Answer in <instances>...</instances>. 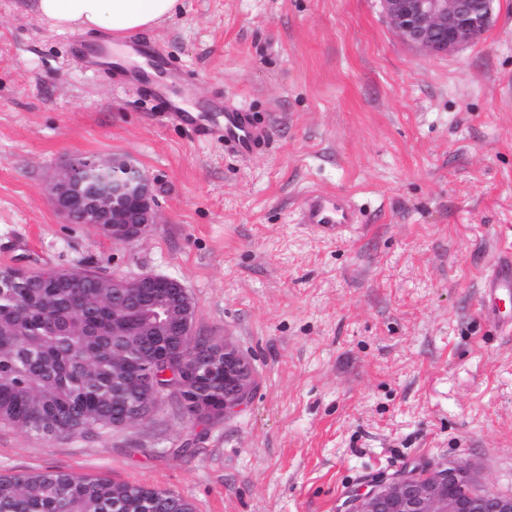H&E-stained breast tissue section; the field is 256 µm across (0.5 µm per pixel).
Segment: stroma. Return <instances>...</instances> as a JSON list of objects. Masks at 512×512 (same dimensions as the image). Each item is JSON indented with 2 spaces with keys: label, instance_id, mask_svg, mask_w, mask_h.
<instances>
[{
  "label": "stroma",
  "instance_id": "stroma-1",
  "mask_svg": "<svg viewBox=\"0 0 512 512\" xmlns=\"http://www.w3.org/2000/svg\"><path fill=\"white\" fill-rule=\"evenodd\" d=\"M496 12L430 58L379 0H180L144 36L181 73L170 93L271 125L243 160L79 64L82 32L51 29L38 0H0V269L176 278L196 335L231 338L256 379L205 427L171 397L97 435L0 424V474L104 476L195 512H340L351 490L436 463L512 494V331L479 308L512 254V0ZM127 154L154 181L157 224L116 244L65 223L47 195L60 164ZM313 190L346 195L357 224H301Z\"/></svg>",
  "mask_w": 512,
  "mask_h": 512
}]
</instances>
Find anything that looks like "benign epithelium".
I'll use <instances>...</instances> for the list:
<instances>
[{
    "label": "benign epithelium",
    "instance_id": "obj_1",
    "mask_svg": "<svg viewBox=\"0 0 512 512\" xmlns=\"http://www.w3.org/2000/svg\"><path fill=\"white\" fill-rule=\"evenodd\" d=\"M392 29L427 56L448 55L482 38L495 18L496 0H380ZM112 168V181L95 170ZM53 207L70 224L112 227V241L130 243L157 220L150 176L130 155L102 164L81 157L67 160L48 186ZM112 321L137 320L148 312L171 336H194L195 305L178 280L144 273L112 277ZM224 353V406L228 417L246 405L255 387L251 362L229 339ZM342 512H512V496L484 489L459 464L405 469L352 492Z\"/></svg>",
    "mask_w": 512,
    "mask_h": 512
}]
</instances>
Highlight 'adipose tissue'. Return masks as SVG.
<instances>
[{"mask_svg":"<svg viewBox=\"0 0 512 512\" xmlns=\"http://www.w3.org/2000/svg\"><path fill=\"white\" fill-rule=\"evenodd\" d=\"M179 0H39L43 16L61 30H105L119 38L175 16Z\"/></svg>","mask_w":512,"mask_h":512,"instance_id":"adipose-tissue-1","label":"adipose tissue"}]
</instances>
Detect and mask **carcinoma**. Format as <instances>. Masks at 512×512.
Wrapping results in <instances>:
<instances>
[{
	"instance_id": "cac0c4a2",
	"label": "carcinoma",
	"mask_w": 512,
	"mask_h": 512,
	"mask_svg": "<svg viewBox=\"0 0 512 512\" xmlns=\"http://www.w3.org/2000/svg\"><path fill=\"white\" fill-rule=\"evenodd\" d=\"M0 270V423L60 438L109 429L151 391L178 387L191 422L222 407L224 386L205 368L221 348L198 338L195 364L181 365L171 337L112 335V282L86 279L77 292L51 288L44 275L10 286ZM173 377H164L165 370ZM0 512H193L169 490L59 469L0 474Z\"/></svg>"
}]
</instances>
